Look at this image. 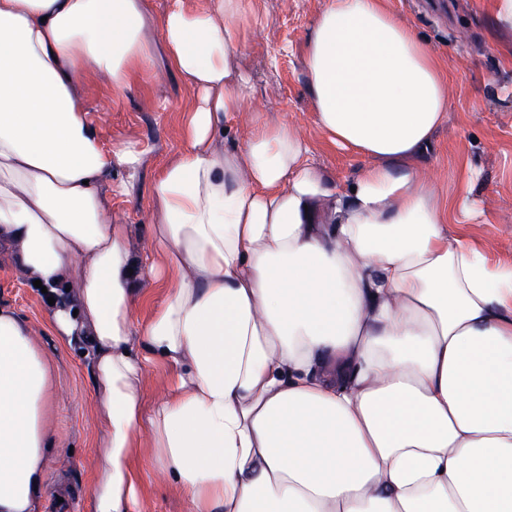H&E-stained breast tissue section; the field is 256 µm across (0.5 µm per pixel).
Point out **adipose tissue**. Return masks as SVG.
Returning a JSON list of instances; mask_svg holds the SVG:
<instances>
[{"mask_svg": "<svg viewBox=\"0 0 512 512\" xmlns=\"http://www.w3.org/2000/svg\"><path fill=\"white\" fill-rule=\"evenodd\" d=\"M252 16L253 0H0V262L46 286V327L94 383L93 512H135L146 453L187 512H512V262L463 230L469 175L448 196L413 165L448 116L447 61L389 0H323L304 68L326 141L360 161L338 188L254 108ZM167 70L184 147L149 187L141 257L112 199L145 152L102 143L81 86L91 72L122 97ZM145 276L164 295L140 321ZM155 362L173 376L148 407ZM51 388L0 304V512L38 510Z\"/></svg>", "mask_w": 512, "mask_h": 512, "instance_id": "obj_1", "label": "adipose tissue"}]
</instances>
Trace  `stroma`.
Returning a JSON list of instances; mask_svg holds the SVG:
<instances>
[{
  "label": "stroma",
  "instance_id": "1",
  "mask_svg": "<svg viewBox=\"0 0 512 512\" xmlns=\"http://www.w3.org/2000/svg\"><path fill=\"white\" fill-rule=\"evenodd\" d=\"M321 0H256L257 20L240 55L254 96L267 116L296 128L312 148L311 159L330 184L345 187L357 161L341 149L324 147L303 65V42ZM404 21L448 60L449 110L431 146L414 163L438 176L442 192L455 190L454 175H472L477 217L467 225L471 241L491 258L512 261V29L495 25L487 0H391ZM186 102L182 81L156 82L136 74L128 96L95 115L104 145L139 144L146 151L132 198L112 201L121 223L130 225V248L148 243L153 205L148 188L182 146L177 113ZM0 302L10 304L39 333L53 368L48 431L57 445L47 459V487L39 512H88L89 476L96 460L94 387L83 359L58 344L44 325V302L16 272L0 269ZM144 492L138 512H185L171 483L143 461Z\"/></svg>",
  "mask_w": 512,
  "mask_h": 512
}]
</instances>
